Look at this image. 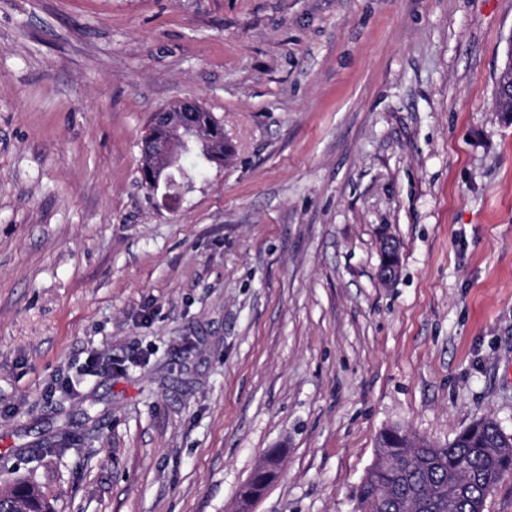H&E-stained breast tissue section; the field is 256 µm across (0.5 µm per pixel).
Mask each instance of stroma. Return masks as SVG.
Listing matches in <instances>:
<instances>
[{
    "label": "stroma",
    "mask_w": 512,
    "mask_h": 512,
    "mask_svg": "<svg viewBox=\"0 0 512 512\" xmlns=\"http://www.w3.org/2000/svg\"><path fill=\"white\" fill-rule=\"evenodd\" d=\"M511 36L512 0H0V483L233 512L277 448L255 512H360L383 429L512 435ZM184 98L233 152L170 204L141 140ZM380 252L382 263L379 270L381 281L390 285L394 283L400 275V243L391 236L386 235L380 241ZM281 457H278L273 454H267L264 456L263 460L257 467V469L253 472V474L258 472H266L270 470H281ZM252 474V475H253ZM279 474L275 472H267V473H258L255 475L254 479L246 484H243L239 490V495H254L259 494L260 491L270 486L277 478Z\"/></svg>",
    "instance_id": "35a3bbf8"
}]
</instances>
